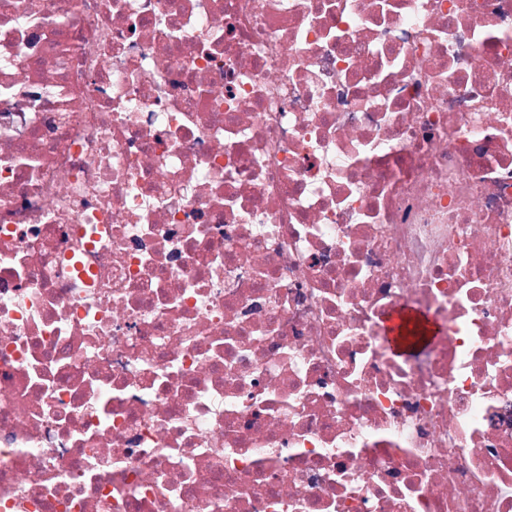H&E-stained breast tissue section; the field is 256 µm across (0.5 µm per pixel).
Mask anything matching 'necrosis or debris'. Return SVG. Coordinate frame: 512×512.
Segmentation results:
<instances>
[{
    "label": "necrosis or debris",
    "mask_w": 512,
    "mask_h": 512,
    "mask_svg": "<svg viewBox=\"0 0 512 512\" xmlns=\"http://www.w3.org/2000/svg\"><path fill=\"white\" fill-rule=\"evenodd\" d=\"M0 512H512V0H0Z\"/></svg>",
    "instance_id": "necrosis-or-debris-1"
}]
</instances>
